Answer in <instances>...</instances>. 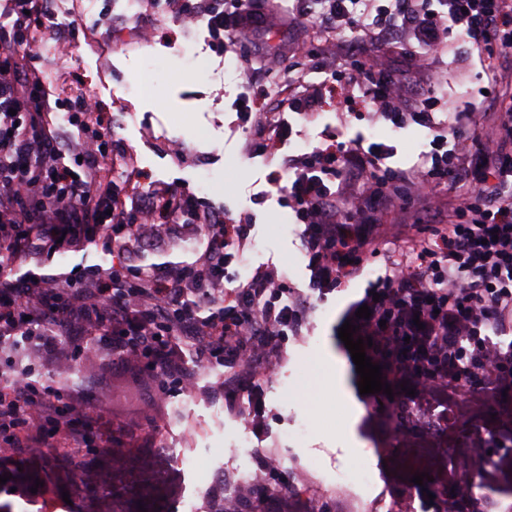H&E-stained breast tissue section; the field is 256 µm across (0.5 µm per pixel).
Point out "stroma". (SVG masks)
<instances>
[{"label":"stroma","instance_id":"35a3bbf8","mask_svg":"<svg viewBox=\"0 0 512 512\" xmlns=\"http://www.w3.org/2000/svg\"><path fill=\"white\" fill-rule=\"evenodd\" d=\"M129 21L119 0H94L82 21L65 26L62 63L53 67L36 61L50 94L77 84L79 94L95 101L103 117L102 123H89L84 130L65 127L61 149L71 151L92 134L104 136L112 143L113 156L137 158L136 165L119 163L113 168L117 185L135 176L145 186L192 193L203 207L215 212L236 219L253 217L254 245L243 262L228 266L225 287H234L258 265L271 264L286 274L290 287L308 292L310 272L300 239L302 227L293 210L279 202L268 182L272 167L262 142L238 120L234 108L241 92L238 70L252 66L257 52L217 43L203 26L182 28L176 13L165 4L145 19L155 29L150 43L120 38ZM434 66L447 73L446 82L436 91L444 103L436 119H444L447 110L463 102H482L488 81L471 44L451 42ZM291 121L295 134L284 149L288 156L311 152L334 132L346 139L360 132L368 141L394 146L396 153L389 164L401 172L421 163L424 153L432 149L430 131L416 123L398 129L383 119L347 121L335 102L326 98L316 104L313 114H295ZM174 142L182 146L181 157H174L169 149ZM374 209L385 225L378 254L364 256L359 272L335 292L312 296L307 339L288 341L286 360L265 387L267 441L276 446L282 473L292 486L311 485L318 476L337 469L347 475L369 470L386 497L385 512H439L441 500L454 494V487L438 491L430 482L415 484L414 468L401 462V441L414 425L412 415L402 410L404 394H360V376L339 337L349 304L384 276L387 252L403 246L393 229L401 217L381 203ZM204 244L198 237L124 250L107 251L94 245L80 251L65 249L45 271L77 276L90 265L105 269L120 264L185 265L195 261ZM335 360L342 374L333 382L323 365ZM185 362L195 373L197 394L171 396L152 424L130 420L126 406L133 387L127 378L113 377L112 400L100 411L111 419L112 435L99 437L93 454L72 450L61 440L45 459L24 462L29 481L38 482L39 488L24 498L0 493V512H92L93 501L77 486L73 472L91 462L111 468L113 452L121 449L131 458L124 468L129 484L124 500L131 512H140L146 502L158 505L160 512H182L177 501L162 502L158 493L137 485L134 462L142 457L155 459L180 481L199 508H207L212 498L205 487L207 476L220 468L230 478L236 470L254 465L259 442L242 417L225 413L223 397L214 393L224 377L223 367H198L191 353ZM309 386L318 405L303 399ZM511 414L512 387L477 417L457 421L453 436L462 441L481 427L499 429ZM297 420L308 428L299 443L288 439ZM183 456L192 459V467L181 466Z\"/></svg>","mask_w":512,"mask_h":512}]
</instances>
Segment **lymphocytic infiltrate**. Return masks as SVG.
I'll return each instance as SVG.
<instances>
[{"mask_svg":"<svg viewBox=\"0 0 512 512\" xmlns=\"http://www.w3.org/2000/svg\"><path fill=\"white\" fill-rule=\"evenodd\" d=\"M262 0H182L181 19H206L211 36L252 44L268 23ZM321 22L335 32L355 30L382 39L384 30L402 31L420 46L413 65L425 67L440 54L450 31H458L483 56L485 71L499 90L486 112H512V0H321ZM13 23L0 39V351L19 360L0 386V463L17 453L40 459L60 437L91 447L100 420L89 404L67 398L58 383L34 375L52 363L57 372L86 358L89 347L112 351L118 365L135 376L148 405L172 392L195 394L194 375L183 366L185 351L200 364L225 367L223 395L237 411L242 389L259 393L278 370L289 338L307 327L306 299L294 296L285 275L260 267L234 288L223 286L224 270L242 259L249 220H235L201 208L193 194L143 189L129 182L116 189L102 161L101 140L76 147L67 160L56 146L62 125L87 127L94 107L85 99L50 100L33 67L36 46L51 39L39 0H7ZM361 87L355 97L353 87ZM337 104L364 111L402 128L415 121L434 129L430 167L400 174L385 168L390 146L365 145L363 137L329 138L310 154L284 158L271 183L303 224V243L315 291L338 288L375 239L373 200L393 204L421 198L441 180L473 178L462 202H449L448 223L430 237L408 236L404 257L390 261L387 274L351 304L346 318L359 338H371L372 361L390 359L385 378L392 388L408 383L419 411L454 402L471 415L495 397V381L512 378V350L493 343L489 327H512V122L490 133L447 135L436 131L437 97L409 96L405 81L380 63L349 57L323 84L296 91L266 86L262 98L239 110L274 144L288 140L287 122L270 113L306 111L323 93ZM205 234L197 259L170 268L118 267L85 270L83 285L36 276L61 247L99 244L109 249L147 239ZM27 268L25 279L14 272ZM204 304L201 317L194 304ZM367 305L370 318L358 317ZM44 325L89 337L88 346L41 333ZM258 470L238 496L268 491L278 512H302L287 481L277 480L280 461L272 447L257 451Z\"/></svg>","mask_w":512,"mask_h":512,"instance_id":"1","label":"lymphocytic infiltrate"}]
</instances>
